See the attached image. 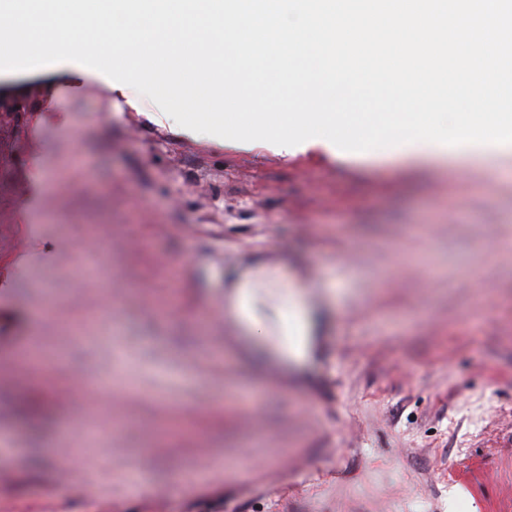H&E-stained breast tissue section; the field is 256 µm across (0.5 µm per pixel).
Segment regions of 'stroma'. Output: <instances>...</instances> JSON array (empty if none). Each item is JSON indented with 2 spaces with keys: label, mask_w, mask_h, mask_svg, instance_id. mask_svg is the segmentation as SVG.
<instances>
[{
  "label": "stroma",
  "mask_w": 512,
  "mask_h": 512,
  "mask_svg": "<svg viewBox=\"0 0 512 512\" xmlns=\"http://www.w3.org/2000/svg\"><path fill=\"white\" fill-rule=\"evenodd\" d=\"M0 89V512H512V172L223 146L78 71ZM259 259L336 298L286 382L224 320Z\"/></svg>",
  "instance_id": "1"
}]
</instances>
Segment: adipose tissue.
Here are the masks:
<instances>
[{
    "label": "adipose tissue",
    "mask_w": 512,
    "mask_h": 512,
    "mask_svg": "<svg viewBox=\"0 0 512 512\" xmlns=\"http://www.w3.org/2000/svg\"><path fill=\"white\" fill-rule=\"evenodd\" d=\"M224 315L257 368L282 374L309 358L320 321L303 285L264 264L236 273Z\"/></svg>",
    "instance_id": "1"
}]
</instances>
